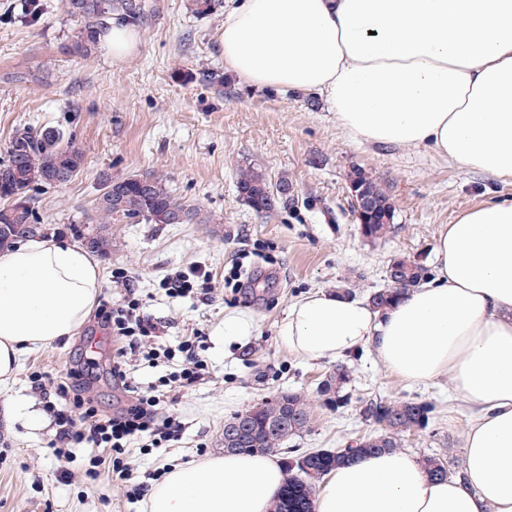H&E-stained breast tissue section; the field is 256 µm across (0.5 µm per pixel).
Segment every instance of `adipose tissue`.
<instances>
[{
    "mask_svg": "<svg viewBox=\"0 0 512 512\" xmlns=\"http://www.w3.org/2000/svg\"><path fill=\"white\" fill-rule=\"evenodd\" d=\"M223 47L240 80L323 97L359 143L512 178V0H236ZM434 258V275L384 309L337 288L303 295L277 338L312 361L366 349L401 379L448 377L476 411L466 479H433L402 450L367 455L331 472L315 512H512V204L464 211ZM101 283L75 243L0 253V385L84 324ZM284 480L273 456L227 452L171 471L148 512H269Z\"/></svg>",
    "mask_w": 512,
    "mask_h": 512,
    "instance_id": "1",
    "label": "adipose tissue"
}]
</instances>
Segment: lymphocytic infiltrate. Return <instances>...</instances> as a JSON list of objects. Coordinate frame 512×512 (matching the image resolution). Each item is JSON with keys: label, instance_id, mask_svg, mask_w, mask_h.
I'll list each match as a JSON object with an SVG mask.
<instances>
[{"label": "lymphocytic infiltrate", "instance_id": "f902f5d3", "mask_svg": "<svg viewBox=\"0 0 512 512\" xmlns=\"http://www.w3.org/2000/svg\"><path fill=\"white\" fill-rule=\"evenodd\" d=\"M114 279L125 286L126 291L119 300L102 301L97 318L100 327L110 330L116 342L112 376L127 394L125 406L112 415L100 413L84 395L82 372L71 369L51 384L54 399L47 403L46 410L58 425L53 455L63 459L70 449H92L85 469L87 479L95 482L101 475H109L127 483L130 493L140 498L145 496L147 487L135 482L124 455L133 443L170 437L174 419L164 415V406L172 391L190 388L201 380L207 368L202 357L206 336L203 330H192L179 345L180 364L151 392L141 391L128 381L127 358L136 353L149 358L157 356L152 341L158 337L160 326L145 312L141 299L130 289L127 272H115Z\"/></svg>", "mask_w": 512, "mask_h": 512}]
</instances>
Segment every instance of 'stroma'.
<instances>
[{
	"mask_svg": "<svg viewBox=\"0 0 512 512\" xmlns=\"http://www.w3.org/2000/svg\"><path fill=\"white\" fill-rule=\"evenodd\" d=\"M65 0H0V159L16 129L57 127L85 156L67 185L33 191L46 235L87 245L98 229L112 236L100 255L102 285L123 268L147 311L165 322L156 344L177 350L192 329H203L208 372L196 386L176 392L169 411L182 424L174 440L131 447L126 461L138 482L151 486L173 469L224 452V422L282 392L307 396L313 423L288 445L301 450L345 448L375 431L362 412L375 399L420 401L433 407L426 428L406 437L416 456L440 455L463 464L466 402L447 378L412 384L390 374L369 355L347 359L349 399L325 404L321 382L336 368L289 353L277 328L289 305L317 288H341L361 298L387 287L397 258L433 270L440 230L464 210L484 202L512 203V179L458 168L429 150L410 152L361 144L336 124L329 103L311 94L260 88L225 74L223 87L192 80V73L224 69V14L200 16L190 0H146L138 45L122 61L98 48L90 58L70 55L77 27ZM252 167L270 183L287 179L288 205L255 212L236 189L239 170ZM363 170L394 210L383 238L364 237L352 211L349 176ZM124 178L152 174L173 195L200 208L202 224L103 225L96 208L100 172ZM257 271L256 299L220 291L211 300L172 297L161 289L177 270L205 268L215 283L235 261ZM232 311L252 316L256 329L241 340L217 332ZM90 363L89 395L112 414L125 401L112 380V335L87 320L74 335L21 360L0 391V512H146L145 501L108 478L84 479L88 449H72L67 463L52 454L57 427L45 412L47 396L29 376L62 374Z\"/></svg>",
	"mask_w": 512,
	"mask_h": 512,
	"instance_id": "stroma-1",
	"label": "stroma"
}]
</instances>
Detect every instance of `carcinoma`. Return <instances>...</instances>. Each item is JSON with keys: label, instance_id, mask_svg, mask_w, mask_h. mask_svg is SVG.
<instances>
[{"label": "carcinoma", "instance_id": "1", "mask_svg": "<svg viewBox=\"0 0 512 512\" xmlns=\"http://www.w3.org/2000/svg\"><path fill=\"white\" fill-rule=\"evenodd\" d=\"M144 0H67V12L80 24L72 35V53L88 58L95 53L100 37L112 19L130 25L140 22L145 15ZM84 165L83 152L65 139L63 131L49 127L40 130L22 128L14 132L6 147V157L0 160V180L6 189L0 191V224H36L31 192L40 186H63L73 180ZM100 195L97 208L108 221L169 224L180 216L185 224L203 222L200 210L178 198L158 178L140 175L112 178L108 172L99 175ZM239 196L258 213H269L276 204L288 206V198L274 193L265 175L255 169L239 171L236 180ZM391 229L390 221L378 215L371 219L368 237L379 239ZM400 263L408 269V280L403 285L391 283L388 288L375 291L370 302L376 308L391 303L399 294L423 279V267L405 259ZM349 375L343 368L322 382L320 393L330 404H340ZM251 411L247 432L238 446L240 452H269L278 448L291 436L309 430L312 421L310 403L295 392L279 394L249 408ZM432 406L425 402L379 399L363 409V417L381 427V432L359 440L353 448L288 451L295 464L286 468L283 489L273 501L270 512H313L319 481L339 465L362 455L380 454L402 447L403 437L425 428ZM431 476L439 479L464 478L463 470L443 457L423 458Z\"/></svg>", "mask_w": 512, "mask_h": 512}]
</instances>
